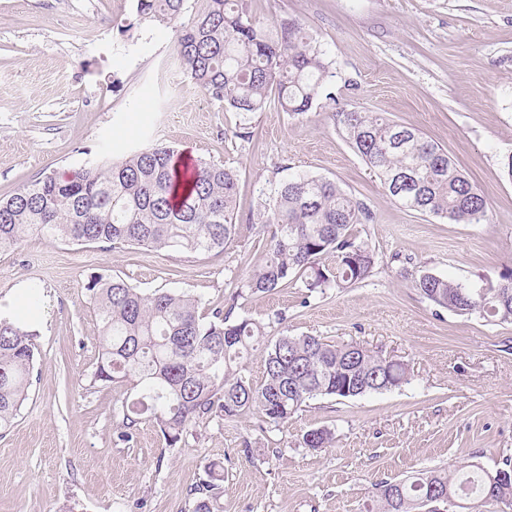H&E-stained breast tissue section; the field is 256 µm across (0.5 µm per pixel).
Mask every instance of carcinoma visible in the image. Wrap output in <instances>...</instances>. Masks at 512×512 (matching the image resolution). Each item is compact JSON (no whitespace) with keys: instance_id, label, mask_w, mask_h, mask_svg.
<instances>
[{"instance_id":"1","label":"carcinoma","mask_w":512,"mask_h":512,"mask_svg":"<svg viewBox=\"0 0 512 512\" xmlns=\"http://www.w3.org/2000/svg\"><path fill=\"white\" fill-rule=\"evenodd\" d=\"M186 2L136 0V10L143 20L172 24L175 52L191 82L239 117L235 137L248 138L247 120L272 101L302 115L320 99L329 65L303 24L259 27L251 0H196L189 13ZM336 123L400 206L456 224L485 217L482 192L416 128L358 110L336 113ZM236 185L234 170L203 159L189 165L169 145L132 150L118 160L104 155L68 177L47 173L0 198V250L37 235L111 248L222 251L236 233ZM373 220L369 207L335 182L309 174L289 178L257 213V223L271 228L265 256L241 281L237 296L269 293L296 278L311 293L364 282L375 257L354 228ZM415 288L440 308L512 322V273L486 288H469L426 272ZM86 292L101 323L93 380L131 387L121 401L126 440L151 420L174 447L197 422L252 408L278 426L311 400L357 398L409 380L407 364L357 343L314 335L271 341L265 324L233 316L232 306L206 321L198 299L186 292L145 293L103 275L91 277ZM259 348L264 378L255 384L244 374V360ZM36 350L26 323L0 317V431L13 426L27 398ZM332 440L328 428L303 435L313 450ZM208 477L194 489L193 512H222L224 467L212 463ZM432 493L467 503L465 512H483L492 502L511 507L512 464L488 472L452 460L444 468L381 481L376 512H423Z\"/></svg>"}]
</instances>
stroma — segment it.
Masks as SVG:
<instances>
[{
    "mask_svg": "<svg viewBox=\"0 0 512 512\" xmlns=\"http://www.w3.org/2000/svg\"><path fill=\"white\" fill-rule=\"evenodd\" d=\"M252 17L302 23L331 78L304 115L270 106L238 117L184 74L165 25L136 0H0V196L43 174L169 144L237 174V230L194 257L30 236L0 250V300L37 283L38 352L13 427L0 434V512H192L209 463L224 465L223 512H368L375 485L449 460L512 459V324L436 307L422 273L482 288L512 270V0H254ZM363 110L419 129L484 193L480 224L408 211L346 142L334 115ZM333 180L373 213L357 225L371 277L308 294L302 280L239 299L270 338L356 342L407 364L401 388L312 401L272 426L255 411L212 417L167 446L144 421L121 438L124 389L92 380L100 325L85 285L122 277L144 292L184 291L226 308L264 253L261 204L288 177ZM328 427L334 447H303Z\"/></svg>",
    "mask_w": 512,
    "mask_h": 512,
    "instance_id": "obj_1",
    "label": "stroma"
}]
</instances>
